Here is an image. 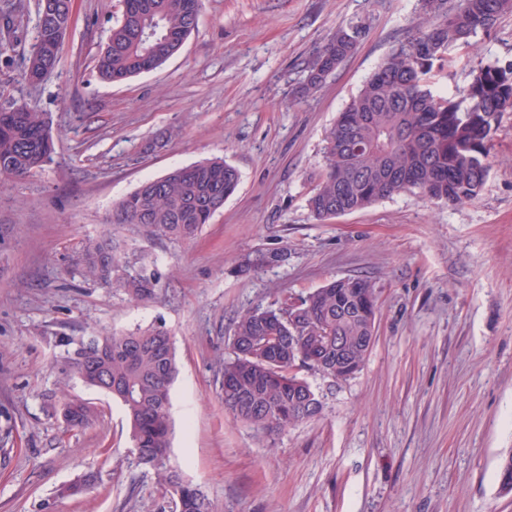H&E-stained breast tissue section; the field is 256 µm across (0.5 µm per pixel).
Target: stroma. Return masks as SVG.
<instances>
[{
    "label": "stroma",
    "mask_w": 512,
    "mask_h": 512,
    "mask_svg": "<svg viewBox=\"0 0 512 512\" xmlns=\"http://www.w3.org/2000/svg\"><path fill=\"white\" fill-rule=\"evenodd\" d=\"M121 0H73L56 68L24 80L38 0H0V110L46 115L40 173L0 187V512H176L138 466L123 407L75 384L93 410L65 430L49 402L63 336L163 326L175 340L169 465L215 512H512L499 472L512 453V113L489 145L479 196L460 205L409 192L319 221L306 200L325 135L391 48L415 32L417 0H204L195 30L161 67L121 83L95 58ZM362 23L352 55L317 87L313 53ZM458 48L435 90L512 60V15ZM221 158L235 194L190 242L110 224L113 205L170 169ZM116 239L159 280L134 305L84 278L89 237ZM283 260L243 274L258 251ZM368 279L376 341L353 377L304 371L319 417L265 436L225 413L219 364L236 316L330 278ZM93 478V492L62 494Z\"/></svg>",
    "instance_id": "1"
}]
</instances>
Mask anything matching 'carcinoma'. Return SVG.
I'll return each instance as SVG.
<instances>
[{"instance_id":"cac0c4a2","label":"carcinoma","mask_w":512,"mask_h":512,"mask_svg":"<svg viewBox=\"0 0 512 512\" xmlns=\"http://www.w3.org/2000/svg\"><path fill=\"white\" fill-rule=\"evenodd\" d=\"M428 25L397 42L326 135L324 167L308 199L318 220L352 213L404 190L430 200L461 204L479 196L488 173L489 144L504 113L512 112V62L480 65L470 82L452 95L431 87L448 63L451 48L472 39L512 14V0H418ZM201 0H126L97 56L99 77L123 82L158 68L197 25ZM72 0H39L38 36L25 58V77L42 80L55 69ZM359 24L336 30L316 51L308 85L317 87L355 50ZM48 124L26 105L0 110V181L24 178L51 159ZM238 170L222 159L174 169L141 184L112 208L111 223L139 224L152 237L195 239L236 191ZM85 276L119 288L133 303L155 296L154 274L130 269L108 237L85 240L78 253ZM293 318L279 308H251L233 322L232 356L222 366L224 409L237 420L275 434L311 420L322 411L320 398L306 413L291 409L315 393L302 368L336 364V338L356 367L375 328L377 296L362 278H334L304 295ZM297 337L294 352L287 339ZM57 385L66 394L76 379L96 389L107 386L120 401L130 426L138 463L156 470L160 482L181 493L180 512H212L206 495L167 467L171 448V386L177 373L173 339L159 325L104 336L60 337ZM72 428L84 426L91 409L79 399Z\"/></svg>"}]
</instances>
